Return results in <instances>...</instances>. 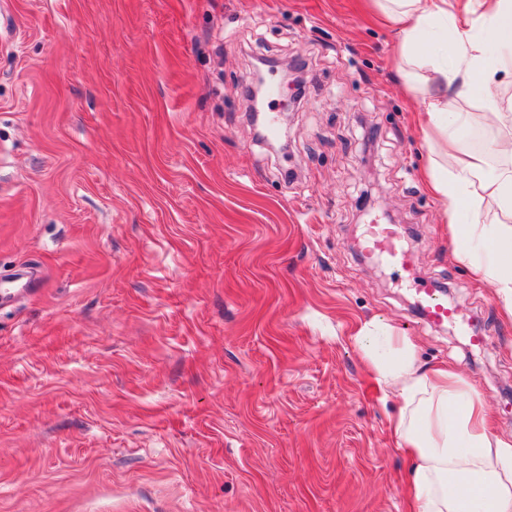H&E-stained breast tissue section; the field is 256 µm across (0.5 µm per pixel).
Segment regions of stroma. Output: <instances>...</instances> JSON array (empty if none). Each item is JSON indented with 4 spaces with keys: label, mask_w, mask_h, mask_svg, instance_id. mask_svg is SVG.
<instances>
[{
    "label": "stroma",
    "mask_w": 512,
    "mask_h": 512,
    "mask_svg": "<svg viewBox=\"0 0 512 512\" xmlns=\"http://www.w3.org/2000/svg\"><path fill=\"white\" fill-rule=\"evenodd\" d=\"M402 43L377 0H0V512H409L371 320L512 431V321L452 258ZM262 55L305 62L294 112L270 79L284 155L241 96ZM391 222L414 280L361 250ZM415 291L424 303L423 308L428 322L443 324L454 320L455 314L452 309L448 307L446 301L435 297L434 288H428L424 283H417Z\"/></svg>",
    "instance_id": "1"
}]
</instances>
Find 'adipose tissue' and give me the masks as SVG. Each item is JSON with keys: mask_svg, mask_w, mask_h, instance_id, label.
Instances as JSON below:
<instances>
[{"mask_svg": "<svg viewBox=\"0 0 512 512\" xmlns=\"http://www.w3.org/2000/svg\"><path fill=\"white\" fill-rule=\"evenodd\" d=\"M385 2L405 26L407 82L423 69L437 77V92L425 100L423 131L441 139L449 165L430 173L431 190L448 215L464 200L476 214L475 223L451 225L453 258L495 288L503 315L512 319V96L498 91L499 74H512V0H480L474 19L449 11L448 0ZM446 40L457 67L434 55L433 42ZM493 44L504 49L494 60ZM457 84L478 88L484 116L497 131L495 151L505 169L494 177H483V155L460 136L471 113L449 109L448 89ZM353 342L378 382L400 399L391 431L410 459L413 512H512V434L491 427L478 390L452 370L419 365L410 339L392 327L364 324Z\"/></svg>", "mask_w": 512, "mask_h": 512, "instance_id": "1", "label": "adipose tissue"}]
</instances>
